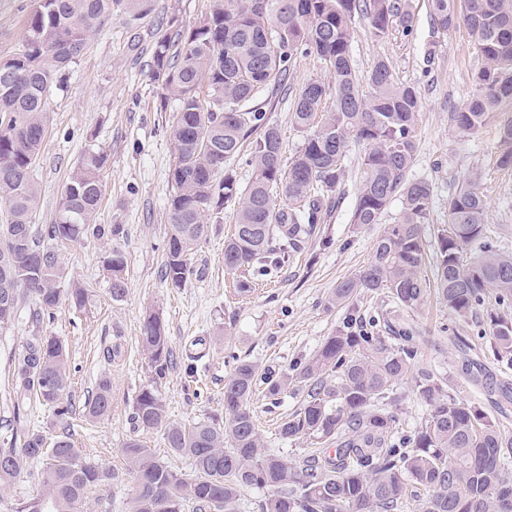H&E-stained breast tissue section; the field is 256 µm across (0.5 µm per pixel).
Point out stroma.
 <instances>
[{
	"label": "stroma",
	"instance_id": "1",
	"mask_svg": "<svg viewBox=\"0 0 512 512\" xmlns=\"http://www.w3.org/2000/svg\"><path fill=\"white\" fill-rule=\"evenodd\" d=\"M31 0H0V60L22 47ZM411 33L394 27L388 36L373 37L367 18L354 19L351 57L359 71L376 60L387 61L397 82L414 86L419 96L417 152L410 178L434 186L429 243H436L448 222V196L466 178L478 177L488 202V221L504 225L502 245L512 250V169H501L496 123L469 136H459L451 114L475 91L472 75L481 64L474 38L462 28H437L428 0H412ZM208 0H152L148 15L128 26L113 17L92 33L71 65L63 87L53 94L47 134L35 178L40 201L33 221L53 223L60 190L89 144L103 147L108 162L101 172L103 197L96 221L120 224L125 235L117 242L83 238L61 251L66 286L87 290L83 306L62 302L54 320L35 318L36 304L21 302L12 328L0 330V448L22 442L27 431L40 430L47 439L59 435L51 406L18 405L13 393L12 360L35 336H53L63 343L71 376L68 400L75 416L73 441L92 462L112 467V482L88 500L86 512H127L136 488L122 450L132 439L152 448L172 471L188 477L189 458L167 448L160 430L138 427L133 401L146 385L156 384L171 420L203 421L224 413V381L232 371L229 355L256 362L262 371L278 373L306 361L336 328L339 310L328 308L336 284L371 258L372 245L385 225L396 223L400 200H392L380 223L359 228L351 224L359 181L362 147L347 160L346 194L317 237L306 241L294 263L271 281H255L251 293L236 290V278L224 271V241L234 231V209L212 215L209 231L193 255L195 271L184 287H168L162 278L168 229L169 178L176 164L170 137L173 109H161L159 84L149 77L153 34L162 19L178 15L191 22L204 15ZM328 81L315 56L293 60L287 94L272 98L270 118L283 139V162H291L301 138L291 122L294 99L308 80ZM125 256L127 288L113 300L107 257L112 249ZM160 313L174 362L163 379H154L139 336L145 317ZM422 336L424 364L449 368L455 353L451 337H471L472 355L499 380L512 384V369L498 363L489 339L478 338L486 324L485 309L460 317L429 295L423 308L406 315ZM112 383V410L99 420L85 421L84 406L101 378ZM302 394L288 390L276 408L263 394L254 398L256 424L268 447L279 448L291 461L301 460L302 446L278 443L276 422L295 410ZM41 464H31L0 487V512H11L20 500L39 497Z\"/></svg>",
	"mask_w": 512,
	"mask_h": 512
}]
</instances>
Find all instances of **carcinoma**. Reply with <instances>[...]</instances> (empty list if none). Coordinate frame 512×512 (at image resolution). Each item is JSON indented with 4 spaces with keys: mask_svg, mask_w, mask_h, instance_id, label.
Segmentation results:
<instances>
[{
    "mask_svg": "<svg viewBox=\"0 0 512 512\" xmlns=\"http://www.w3.org/2000/svg\"><path fill=\"white\" fill-rule=\"evenodd\" d=\"M429 5L436 25L463 27L475 37L482 60L473 74L477 92L451 115L455 132L474 134L499 121L498 165L512 168V0ZM148 11V0H35L22 49L0 61V330L14 324L25 297L50 320L64 297L84 304L86 289L62 287V243L124 235L121 224L93 223L107 163L103 148L84 152L62 186L52 224L32 223L39 200L34 171L58 74L106 18L135 21ZM357 14L369 19L377 38L396 25L412 31L409 0H211L194 23L172 16L157 27L149 76L162 87V103L176 101L177 163L162 264L168 285L187 282L191 255L208 232L206 217L232 201L235 231L224 242L225 271L273 276L338 208L352 145L364 148V176L351 223H380L396 196L402 211L375 239L368 264L332 289L328 306L344 316L311 358L274 380L254 362L233 357L224 419L172 423L157 389L139 391L133 420L162 429L167 447L191 459L194 475L182 478L140 441L127 442L122 454L138 479L128 512H186L191 504L194 512H240L247 488L267 491L260 512H500L501 496L512 495V436L500 420L451 393L448 375L422 362L416 328L384 336L375 318L362 315L367 294H385L409 312L434 290L459 317L485 306L492 294L498 310L489 313V339L498 361L512 367V251L496 245L498 228L487 223L484 194L473 178L448 196L433 276L425 272L424 224L434 191L428 181L408 178L417 151L418 94L398 83L383 59L364 74L357 70L351 58ZM299 54L326 64L331 89L318 80L300 89L291 120L302 142L285 170L277 125L264 107L247 103L286 86ZM246 149L252 180L241 190L233 165ZM107 267L112 299L119 300L126 288L119 249H112ZM141 341L155 376H165L173 350L159 313L145 319ZM13 378L17 402L52 405L63 428L50 448L38 431L26 433L19 448H0L1 485L31 462L43 465L46 496L20 502L13 512H82L89 494L110 483L112 469L87 460L72 441L62 343L33 337L13 360ZM408 381L428 409L409 430L394 412L398 389ZM293 383L305 396L281 419L277 438L334 444L336 456L311 451L297 465L267 447L255 423L254 396L263 385L276 407ZM111 408L112 384L103 379L85 416L93 421Z\"/></svg>",
    "mask_w": 512,
    "mask_h": 512,
    "instance_id": "obj_1",
    "label": "carcinoma"
}]
</instances>
